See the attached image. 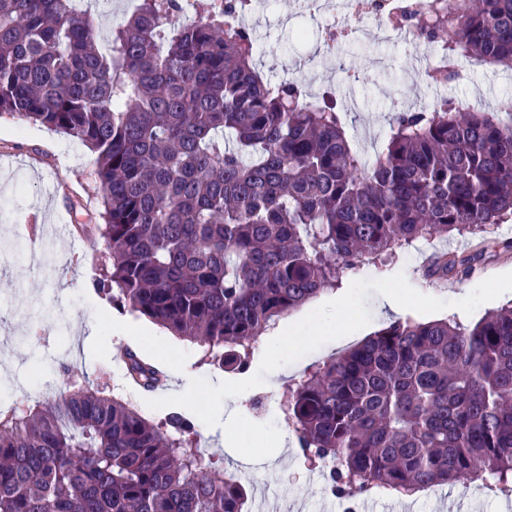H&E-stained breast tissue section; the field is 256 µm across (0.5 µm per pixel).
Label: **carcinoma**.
Masks as SVG:
<instances>
[{"mask_svg":"<svg viewBox=\"0 0 512 512\" xmlns=\"http://www.w3.org/2000/svg\"><path fill=\"white\" fill-rule=\"evenodd\" d=\"M96 0H0V116L97 154L108 263L129 309L243 373L269 327L364 265L436 234L488 239L512 222V126L444 100L399 112L367 164L328 93L272 83L234 23L245 0H136L107 31ZM415 34L450 57L512 69V0H428ZM471 269L450 253L427 278ZM128 377L162 374L126 350ZM108 385L0 411V512H243L191 416L157 421ZM304 458L347 501L442 484L512 494V306L463 325L395 321L313 367L283 409Z\"/></svg>","mask_w":512,"mask_h":512,"instance_id":"carcinoma-1","label":"carcinoma"}]
</instances>
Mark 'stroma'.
I'll return each mask as SVG.
<instances>
[{"mask_svg":"<svg viewBox=\"0 0 512 512\" xmlns=\"http://www.w3.org/2000/svg\"><path fill=\"white\" fill-rule=\"evenodd\" d=\"M320 24L298 13L296 0H254L247 19L265 77L299 80L312 94L334 89L348 137L366 159H373L389 132L393 101L414 110L445 98L464 109L496 112L503 96L512 94V71L474 68L466 59L458 60L455 80L426 82L425 54L413 52L399 36L377 41L372 18L357 37L324 53L315 36ZM348 69L366 74L368 83L347 82ZM96 170L95 154L69 135L0 117V241L16 244L0 267V410L20 398L40 401L35 384L60 393L79 377L107 381L113 392L129 397L137 393L123 377L119 356L125 345L113 337L91 299L92 284L108 256L99 231ZM448 250L473 253L470 273L425 278L427 256ZM393 270L422 294L447 301L464 298L483 280L512 272V223L500 225L477 251L464 236L450 240L438 235L413 243L402 250ZM91 323L99 333L90 337L85 330ZM357 342L356 336H344L282 366L279 389L265 383L225 399V416L238 413L280 431L283 444L269 457L247 459L226 447L211 427L197 423V439L219 468L248 483V512H345L346 501L328 493L322 473L301 458L281 408L294 379ZM141 344L152 357L178 361L195 377L214 384L231 378L224 369L202 363L196 344L181 342L172 353L160 332L142 337Z\"/></svg>","mask_w":512,"mask_h":512,"instance_id":"35a3bbf8","label":"stroma"}]
</instances>
